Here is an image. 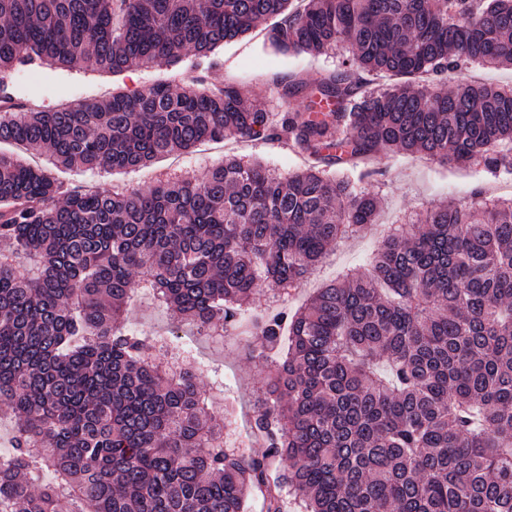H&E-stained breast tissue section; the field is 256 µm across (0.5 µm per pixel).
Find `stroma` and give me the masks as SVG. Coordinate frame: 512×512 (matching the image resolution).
<instances>
[{"label": "stroma", "mask_w": 512, "mask_h": 512, "mask_svg": "<svg viewBox=\"0 0 512 512\" xmlns=\"http://www.w3.org/2000/svg\"><path fill=\"white\" fill-rule=\"evenodd\" d=\"M339 60V54L333 52L311 55L274 51L267 40L266 26L261 23L253 32L221 46L213 64L205 69L194 68L187 59L170 66L133 68L115 75L79 68L50 72L35 62L14 73L11 92L15 104L52 109L64 103L100 101L112 93L133 92L160 81L178 86L198 78L208 87L231 81L244 83L252 101L269 106L273 103L269 89L272 73L298 74L313 81L334 70ZM225 150L224 144L207 143L188 153L166 155L141 170L114 175L103 171H66L60 173L59 178L70 188L130 192L159 179L180 176L202 179L208 169L223 161ZM234 154L245 160L260 159L283 175L296 172L303 165L301 156L292 146L271 141L239 142ZM376 167L377 175L367 181L366 186L383 199L381 224L399 222L408 211L445 200L458 204L477 203L478 192L499 184L498 179L484 173L481 166L443 165L411 153L381 157ZM379 236L378 228H372L331 250L323 263L294 290L288 300L289 307L304 305L318 288L346 273L365 271ZM127 320L133 330L148 337L168 339L175 333L183 338L192 336L189 325L174 321L165 306L141 290L128 309ZM195 339L196 355L205 369L216 370L224 376V404L235 416L228 444L244 447L250 456L262 455L263 444L250 431L251 404L269 372L271 357L261 355L260 341L255 337L239 349L225 347L205 336Z\"/></svg>", "instance_id": "35a3bbf8"}]
</instances>
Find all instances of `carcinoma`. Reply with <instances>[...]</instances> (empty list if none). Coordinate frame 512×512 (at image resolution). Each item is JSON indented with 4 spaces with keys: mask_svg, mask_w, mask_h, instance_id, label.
<instances>
[{
    "mask_svg": "<svg viewBox=\"0 0 512 512\" xmlns=\"http://www.w3.org/2000/svg\"><path fill=\"white\" fill-rule=\"evenodd\" d=\"M260 21L277 50L352 56L315 82L273 77L275 114L244 85L195 80L0 111V146L50 153L35 167L0 151V405L17 426L0 512H246L253 489L280 512L286 488L304 512H512V198L440 202L368 271L254 323L277 355L251 422L260 458L215 443L197 361L169 371L124 323L138 286L203 332L237 324L266 282L296 286L375 223L380 198L350 172L381 155L512 174V88L424 83L512 66V0H0V99L36 60L203 67ZM230 138L291 142L306 168L226 157L125 194L52 174Z\"/></svg>",
    "mask_w": 512,
    "mask_h": 512,
    "instance_id": "carcinoma-1",
    "label": "carcinoma"
}]
</instances>
